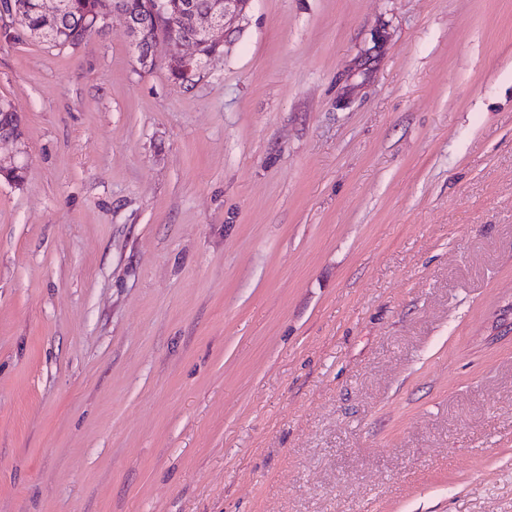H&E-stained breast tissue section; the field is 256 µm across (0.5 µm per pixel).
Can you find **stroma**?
Returning a JSON list of instances; mask_svg holds the SVG:
<instances>
[{
  "label": "stroma",
  "mask_w": 512,
  "mask_h": 512,
  "mask_svg": "<svg viewBox=\"0 0 512 512\" xmlns=\"http://www.w3.org/2000/svg\"><path fill=\"white\" fill-rule=\"evenodd\" d=\"M0 512H512V0H252L194 85L0 16ZM0 128L5 132L11 131L12 134L24 136L20 110L11 100L5 98L0 99ZM12 134L2 133L0 130V147L3 143H12L17 152L21 153L19 140Z\"/></svg>",
  "instance_id": "1"
}]
</instances>
